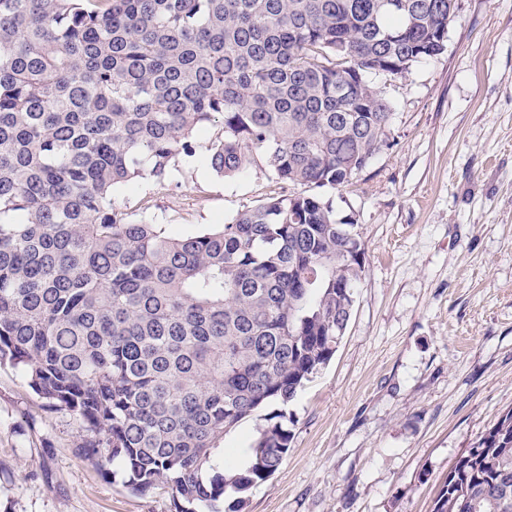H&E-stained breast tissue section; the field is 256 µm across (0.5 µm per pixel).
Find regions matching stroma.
I'll return each mask as SVG.
<instances>
[{"mask_svg": "<svg viewBox=\"0 0 512 512\" xmlns=\"http://www.w3.org/2000/svg\"><path fill=\"white\" fill-rule=\"evenodd\" d=\"M443 54L373 77L386 147L347 187L365 272L332 360L286 408L291 447L246 512H432L449 470L512 409V0H456ZM267 166L205 164L118 187L137 220L191 235L295 194ZM81 422L0 369V512H170L82 458Z\"/></svg>", "mask_w": 512, "mask_h": 512, "instance_id": "obj_1", "label": "stroma"}]
</instances>
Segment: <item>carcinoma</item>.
Wrapping results in <instances>:
<instances>
[{"label":"carcinoma","instance_id":"carcinoma-1","mask_svg":"<svg viewBox=\"0 0 512 512\" xmlns=\"http://www.w3.org/2000/svg\"><path fill=\"white\" fill-rule=\"evenodd\" d=\"M452 0H0V367L82 423L84 455L173 512H245L288 454L283 412L241 462L224 435L336 353L365 272L319 189L387 145L367 76L446 49ZM263 161L298 195L195 235L126 218L114 188ZM433 512H512V410Z\"/></svg>","mask_w":512,"mask_h":512}]
</instances>
